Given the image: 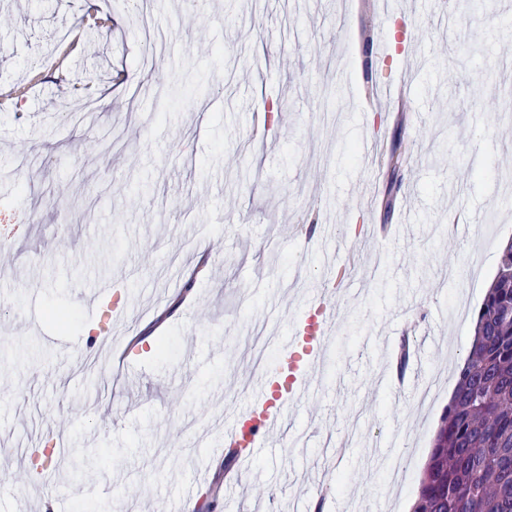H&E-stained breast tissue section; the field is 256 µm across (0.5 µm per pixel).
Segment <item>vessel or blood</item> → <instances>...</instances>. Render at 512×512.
Returning <instances> with one entry per match:
<instances>
[{
  "label": "vessel or blood",
  "instance_id": "1",
  "mask_svg": "<svg viewBox=\"0 0 512 512\" xmlns=\"http://www.w3.org/2000/svg\"><path fill=\"white\" fill-rule=\"evenodd\" d=\"M307 306L314 310V318L295 323L272 366L257 376L253 396L239 419L224 429L225 450L240 451L243 459L257 456L268 433L280 424L286 408L303 402L304 381L331 339V314L320 300H309Z\"/></svg>",
  "mask_w": 512,
  "mask_h": 512
}]
</instances>
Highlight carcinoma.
Here are the masks:
<instances>
[{
	"mask_svg": "<svg viewBox=\"0 0 512 512\" xmlns=\"http://www.w3.org/2000/svg\"><path fill=\"white\" fill-rule=\"evenodd\" d=\"M413 512H512V240L476 312Z\"/></svg>",
	"mask_w": 512,
	"mask_h": 512,
	"instance_id": "1",
	"label": "carcinoma"
}]
</instances>
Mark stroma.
<instances>
[{
  "label": "stroma",
  "mask_w": 512,
  "mask_h": 512,
  "mask_svg": "<svg viewBox=\"0 0 512 512\" xmlns=\"http://www.w3.org/2000/svg\"><path fill=\"white\" fill-rule=\"evenodd\" d=\"M93 13L112 22L85 43ZM510 16L0 0V512H404L512 239ZM145 20L168 40L147 66ZM319 288L336 323L308 397L226 486L224 426ZM403 336L425 344L401 373L432 380L422 413L395 382Z\"/></svg>",
  "instance_id": "1"
}]
</instances>
